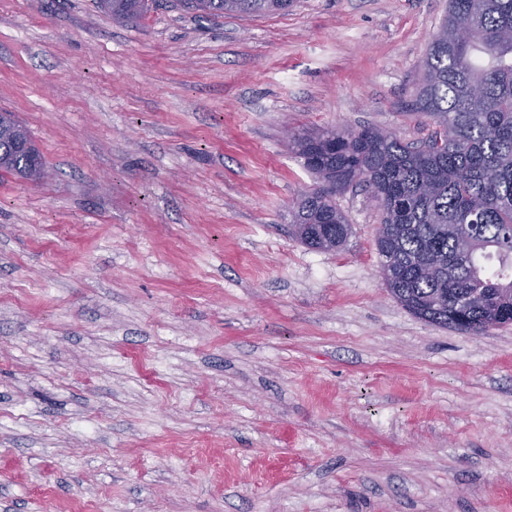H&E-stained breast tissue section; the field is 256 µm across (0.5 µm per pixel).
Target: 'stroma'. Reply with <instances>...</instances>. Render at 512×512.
Segmentation results:
<instances>
[{"instance_id": "35a3bbf8", "label": "stroma", "mask_w": 512, "mask_h": 512, "mask_svg": "<svg viewBox=\"0 0 512 512\" xmlns=\"http://www.w3.org/2000/svg\"><path fill=\"white\" fill-rule=\"evenodd\" d=\"M448 0H0V512H512V325L470 336L386 290L380 210L315 251L284 136L409 111ZM99 7L114 19L140 17L147 11L146 0H99ZM202 17L238 14L267 15L287 11L292 0H190ZM20 140L34 144L29 130L21 124L12 112H0V171L25 178L33 164L45 170V161L40 152L33 148L32 153L18 148Z\"/></svg>"}]
</instances>
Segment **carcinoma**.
Segmentation results:
<instances>
[{
    "label": "carcinoma",
    "mask_w": 512,
    "mask_h": 512,
    "mask_svg": "<svg viewBox=\"0 0 512 512\" xmlns=\"http://www.w3.org/2000/svg\"><path fill=\"white\" fill-rule=\"evenodd\" d=\"M205 17L275 14L292 0H190ZM117 20L140 17L147 0H99ZM469 26L473 40L456 37ZM481 87V96L469 93ZM412 110L435 130L407 141L377 128H325L295 135L304 167L321 186L290 211L307 248H341L351 225L336 193L363 185L378 200L377 250L390 295L418 319L479 335L497 310L512 323V0H448L433 35ZM29 130L0 112V171L26 177L45 166L26 153Z\"/></svg>",
    "instance_id": "cac0c4a2"
}]
</instances>
